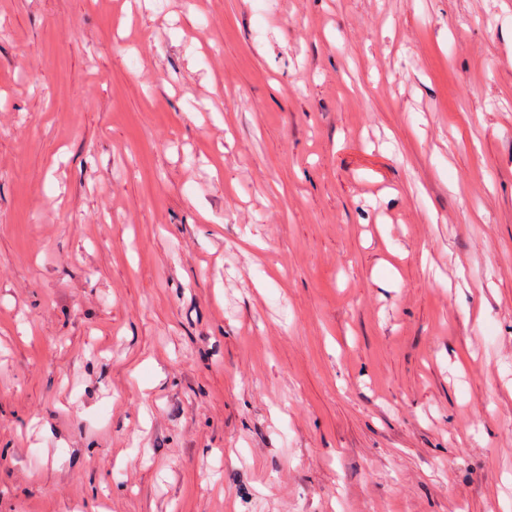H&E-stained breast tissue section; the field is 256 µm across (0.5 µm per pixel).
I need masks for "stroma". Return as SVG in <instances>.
<instances>
[{"mask_svg":"<svg viewBox=\"0 0 512 512\" xmlns=\"http://www.w3.org/2000/svg\"><path fill=\"white\" fill-rule=\"evenodd\" d=\"M0 512H512V0H0Z\"/></svg>","mask_w":512,"mask_h":512,"instance_id":"stroma-1","label":"stroma"}]
</instances>
